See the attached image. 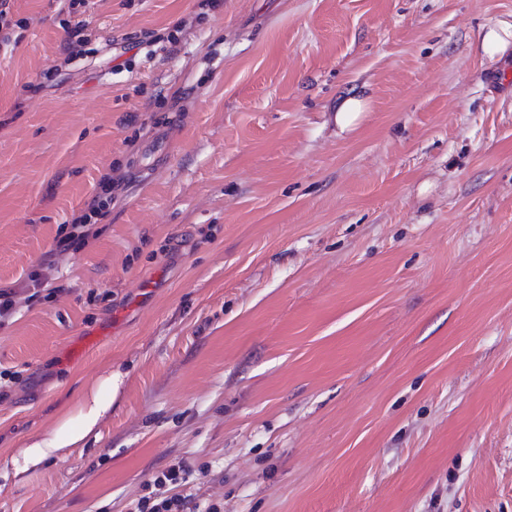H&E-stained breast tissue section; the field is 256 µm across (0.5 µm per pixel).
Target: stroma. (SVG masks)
Returning <instances> with one entry per match:
<instances>
[{
    "instance_id": "obj_1",
    "label": "stroma",
    "mask_w": 512,
    "mask_h": 512,
    "mask_svg": "<svg viewBox=\"0 0 512 512\" xmlns=\"http://www.w3.org/2000/svg\"><path fill=\"white\" fill-rule=\"evenodd\" d=\"M14 10L0 289L55 294L0 329V512H130L178 463L224 512H512V42L486 43L512 0ZM113 167L98 236L55 255ZM114 370L84 446L15 477ZM84 28V21H78L72 28H70L69 25H66L65 27L67 38L64 40L62 49L69 59L76 58L84 53L82 47L84 46L86 39L83 35L81 36ZM369 102L357 95H349L341 98L336 103L334 119L336 125L342 130L355 124L363 112H368Z\"/></svg>"
}]
</instances>
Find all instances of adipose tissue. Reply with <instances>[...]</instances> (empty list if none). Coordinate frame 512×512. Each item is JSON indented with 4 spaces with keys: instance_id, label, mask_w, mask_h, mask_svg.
I'll return each mask as SVG.
<instances>
[{
    "instance_id": "ef3b65f1",
    "label": "adipose tissue",
    "mask_w": 512,
    "mask_h": 512,
    "mask_svg": "<svg viewBox=\"0 0 512 512\" xmlns=\"http://www.w3.org/2000/svg\"><path fill=\"white\" fill-rule=\"evenodd\" d=\"M122 375L108 373L62 415L47 434L33 438L20 458L14 459L15 473H26L39 468L61 449L81 444L112 409L119 392Z\"/></svg>"
}]
</instances>
